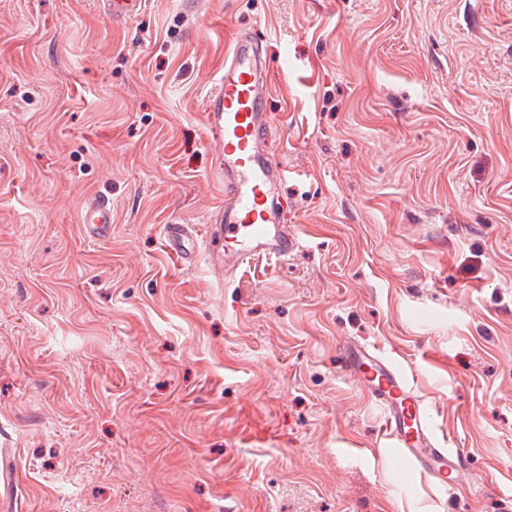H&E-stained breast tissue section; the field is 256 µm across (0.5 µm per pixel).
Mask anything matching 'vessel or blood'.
<instances>
[{
	"instance_id": "vessel-or-blood-1",
	"label": "vessel or blood",
	"mask_w": 512,
	"mask_h": 512,
	"mask_svg": "<svg viewBox=\"0 0 512 512\" xmlns=\"http://www.w3.org/2000/svg\"><path fill=\"white\" fill-rule=\"evenodd\" d=\"M143 0H104L113 20L139 13ZM267 55L260 38L237 35L230 43L224 71L205 100L211 145L224 203L211 217L209 235L223 248L210 250L213 263L233 271L260 258H287L301 245L300 236L278 221L274 194L285 171L264 149L270 123L269 88L264 79ZM85 230L103 236L112 222L111 197L98 194L85 205ZM193 229L186 224L165 227L166 245L181 262H189ZM344 371L364 386L379 406L383 428L392 447L415 469L442 487L456 491L469 486L471 471L465 449L450 447L436 434L422 397L405 372L379 349L344 341Z\"/></svg>"
}]
</instances>
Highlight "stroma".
<instances>
[{
	"mask_svg": "<svg viewBox=\"0 0 512 512\" xmlns=\"http://www.w3.org/2000/svg\"><path fill=\"white\" fill-rule=\"evenodd\" d=\"M0 0V512H500L512 497V0ZM263 36L286 260L225 275L204 101ZM112 199L103 239L81 222ZM406 370L461 495L340 344ZM104 10L113 20H123L139 13L143 0H104ZM196 236L193 229L187 224L165 225L167 248L182 264L191 260L192 243ZM341 352L344 371L368 390L381 409L383 432L391 446L442 487L456 491L469 486L466 450L449 448V441L439 439L407 374L377 348L347 340Z\"/></svg>",
	"mask_w": 512,
	"mask_h": 512,
	"instance_id": "obj_1",
	"label": "stroma"
}]
</instances>
